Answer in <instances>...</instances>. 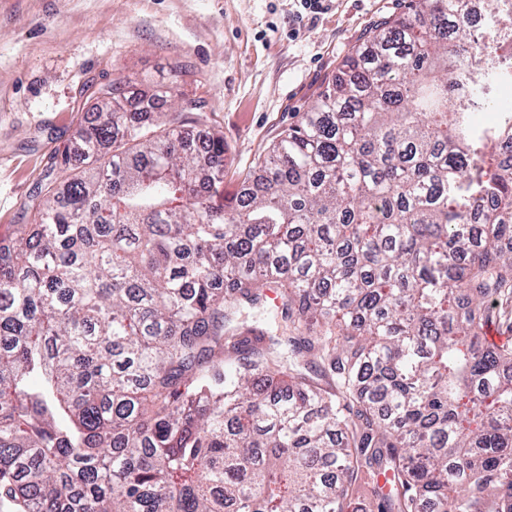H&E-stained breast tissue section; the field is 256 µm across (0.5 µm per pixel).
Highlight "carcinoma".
Here are the masks:
<instances>
[{"mask_svg":"<svg viewBox=\"0 0 512 512\" xmlns=\"http://www.w3.org/2000/svg\"><path fill=\"white\" fill-rule=\"evenodd\" d=\"M398 0L235 201L203 150L87 96L0 245L14 512H512V0ZM275 288L264 326L247 310ZM366 490L359 497L360 489Z\"/></svg>","mask_w":512,"mask_h":512,"instance_id":"cac0c4a2","label":"carcinoma"}]
</instances>
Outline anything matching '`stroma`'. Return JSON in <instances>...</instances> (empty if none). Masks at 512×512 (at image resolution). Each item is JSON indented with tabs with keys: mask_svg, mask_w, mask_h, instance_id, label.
<instances>
[{
	"mask_svg": "<svg viewBox=\"0 0 512 512\" xmlns=\"http://www.w3.org/2000/svg\"><path fill=\"white\" fill-rule=\"evenodd\" d=\"M0 0V241L31 221L50 158L76 148L90 85L170 80L189 134L226 148L223 204L394 0Z\"/></svg>",
	"mask_w": 512,
	"mask_h": 512,
	"instance_id": "obj_1",
	"label": "stroma"
}]
</instances>
